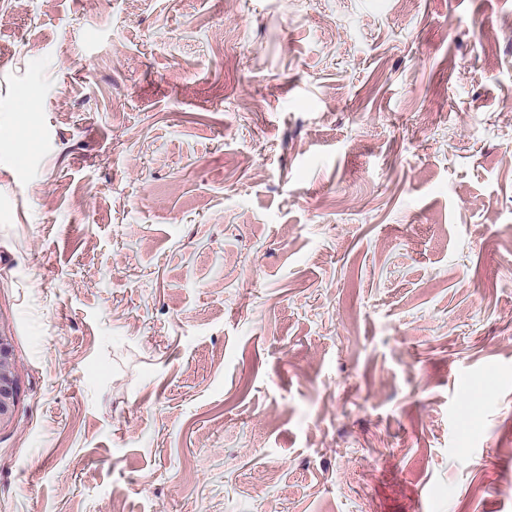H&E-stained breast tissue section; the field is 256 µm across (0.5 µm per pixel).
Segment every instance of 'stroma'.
Instances as JSON below:
<instances>
[{"label":"stroma","instance_id":"stroma-1","mask_svg":"<svg viewBox=\"0 0 512 512\" xmlns=\"http://www.w3.org/2000/svg\"><path fill=\"white\" fill-rule=\"evenodd\" d=\"M511 261L512 0H0V512H512ZM19 394L20 384L10 337L0 328V427L12 420Z\"/></svg>","mask_w":512,"mask_h":512}]
</instances>
